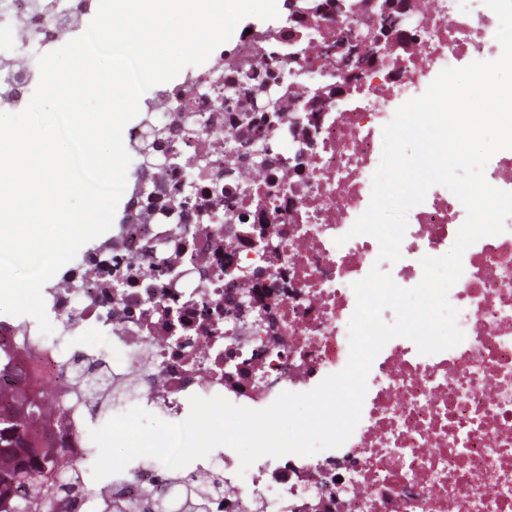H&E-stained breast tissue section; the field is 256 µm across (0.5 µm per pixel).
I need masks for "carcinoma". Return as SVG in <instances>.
<instances>
[{"instance_id": "cac0c4a2", "label": "carcinoma", "mask_w": 512, "mask_h": 512, "mask_svg": "<svg viewBox=\"0 0 512 512\" xmlns=\"http://www.w3.org/2000/svg\"><path fill=\"white\" fill-rule=\"evenodd\" d=\"M15 355L0 351V512H81L72 495L75 483L83 496L95 498L104 490L86 483L76 464L64 459L49 440L52 421H63L70 407L52 409L23 385L4 378L13 369ZM76 377L89 385L98 377L100 362L74 356ZM191 494V512H208L203 482L192 474L179 477ZM164 498L156 493L137 501L114 500L110 512H163Z\"/></svg>"}]
</instances>
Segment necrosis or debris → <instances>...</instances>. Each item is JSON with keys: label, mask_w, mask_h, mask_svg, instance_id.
I'll return each mask as SVG.
<instances>
[{"label": "necrosis or debris", "mask_w": 512, "mask_h": 512, "mask_svg": "<svg viewBox=\"0 0 512 512\" xmlns=\"http://www.w3.org/2000/svg\"><path fill=\"white\" fill-rule=\"evenodd\" d=\"M371 2L297 0L300 17L240 33L145 102L149 123L130 137L153 159L140 219L117 225L43 288L54 339L33 319L0 321V346L34 353L21 364L31 386L71 407L68 425L50 434L66 455L82 459L91 445L95 418L73 390L70 352L88 332L110 340L104 378L135 380L137 405L168 420L193 395L263 409L345 367L352 284L373 264L410 288L422 256L451 248L466 210L442 186L410 210L397 262H378L376 239L348 231L369 204L383 127L444 68L498 59L499 21L484 0H406L420 23L387 28ZM97 8L98 0H0V112L26 107L38 57ZM349 26L381 37L361 48L363 70L342 78L323 50ZM228 138L237 144L230 155ZM505 225L463 255L449 292L459 345L423 355L408 339L387 342L339 448L266 456L245 471L227 447L193 461L213 484L209 512H512V217ZM151 261L162 276L138 273ZM238 267L252 271L262 325L244 311L226 318L228 271ZM150 486L179 508L183 489L157 460L128 464L112 492L134 497Z\"/></svg>", "instance_id": "obj_1"}]
</instances>
